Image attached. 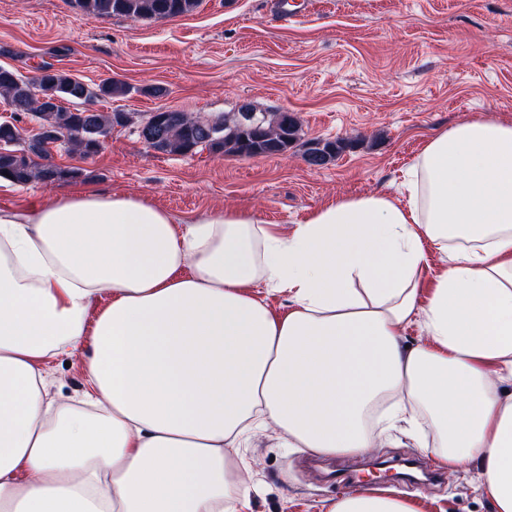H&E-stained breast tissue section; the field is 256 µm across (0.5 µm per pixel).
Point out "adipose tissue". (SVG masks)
I'll return each instance as SVG.
<instances>
[{
    "mask_svg": "<svg viewBox=\"0 0 512 512\" xmlns=\"http://www.w3.org/2000/svg\"><path fill=\"white\" fill-rule=\"evenodd\" d=\"M405 190L336 199L289 235L93 190L0 210V512H240L255 430L359 454L381 405L512 512V125L440 132ZM430 245L448 265L428 288ZM415 322L427 341L405 346ZM86 343L84 404H57L42 365ZM326 512L417 509L390 488Z\"/></svg>",
    "mask_w": 512,
    "mask_h": 512,
    "instance_id": "adipose-tissue-1",
    "label": "adipose tissue"
}]
</instances>
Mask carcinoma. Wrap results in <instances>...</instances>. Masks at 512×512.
Returning a JSON list of instances; mask_svg holds the SVG:
<instances>
[{"mask_svg": "<svg viewBox=\"0 0 512 512\" xmlns=\"http://www.w3.org/2000/svg\"><path fill=\"white\" fill-rule=\"evenodd\" d=\"M76 7L91 18L124 16L132 19L168 18L193 11L198 0H74ZM131 92L124 83L106 79L92 88L63 71L49 66L37 68L26 77L11 67L0 65V95L10 110L38 119L40 131L56 140H67L85 157L97 154L112 128L136 126L138 136L150 149L168 154H188L199 149L239 156L279 155L301 139V125L292 112L260 113L261 122L236 112L215 122H200L178 110L160 109L145 118L133 112H88L68 110L63 102L80 104L89 96L124 97ZM17 126L0 122V177L26 185L74 179L79 170L61 167L50 160L44 140L32 138L20 148ZM304 160L311 166L333 161L343 150L342 142L313 139L303 144Z\"/></svg>", "mask_w": 512, "mask_h": 512, "instance_id": "obj_1", "label": "carcinoma"}]
</instances>
